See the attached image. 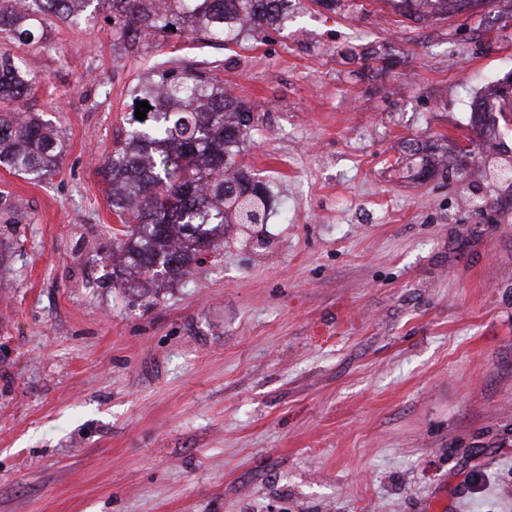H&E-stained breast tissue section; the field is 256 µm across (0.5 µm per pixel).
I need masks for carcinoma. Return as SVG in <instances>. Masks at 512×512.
I'll return each mask as SVG.
<instances>
[{
	"label": "carcinoma",
	"instance_id": "cac0c4a2",
	"mask_svg": "<svg viewBox=\"0 0 512 512\" xmlns=\"http://www.w3.org/2000/svg\"><path fill=\"white\" fill-rule=\"evenodd\" d=\"M418 21L423 13L448 14L468 0H379ZM289 0H0V42L50 45L55 22L75 24L86 13L107 10L115 19L114 46L133 56L144 41L176 33L193 43L239 45L288 19ZM36 84L22 58L0 53V165L43 182L59 171L63 142L49 121L22 107ZM131 101L151 109L131 117L124 139L101 169L112 212L123 224L114 237L148 279L181 278L202 262L211 236L226 224L250 230L269 220L270 197L258 194L251 173L237 160L258 122L253 107L224 90L211 68L171 58L128 87ZM512 188V161L493 177ZM27 214L0 194V224H21Z\"/></svg>",
	"mask_w": 512,
	"mask_h": 512
}]
</instances>
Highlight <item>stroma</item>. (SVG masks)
<instances>
[{
  "label": "stroma",
  "mask_w": 512,
  "mask_h": 512,
  "mask_svg": "<svg viewBox=\"0 0 512 512\" xmlns=\"http://www.w3.org/2000/svg\"><path fill=\"white\" fill-rule=\"evenodd\" d=\"M507 0L414 22L388 6L195 51L251 101L267 185L188 278L123 274L98 168L124 137L131 57L101 11L26 59L64 143L0 224V512H512V193L469 104L512 72ZM94 73L96 82L86 81ZM454 158L407 169L412 142Z\"/></svg>",
  "instance_id": "obj_1"
}]
</instances>
